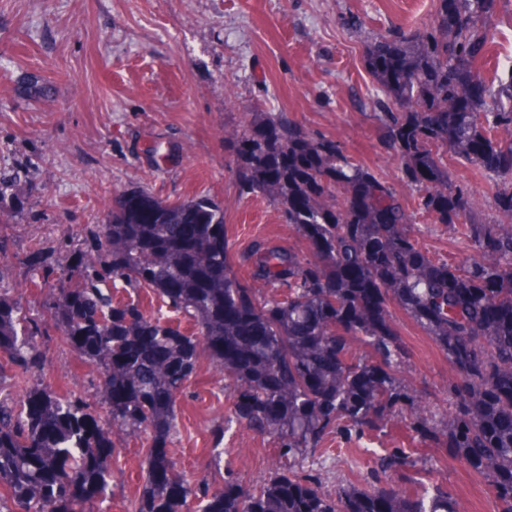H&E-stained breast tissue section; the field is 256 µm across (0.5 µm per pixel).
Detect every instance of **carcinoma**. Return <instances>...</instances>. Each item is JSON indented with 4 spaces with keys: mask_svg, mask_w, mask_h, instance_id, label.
Wrapping results in <instances>:
<instances>
[{
    "mask_svg": "<svg viewBox=\"0 0 512 512\" xmlns=\"http://www.w3.org/2000/svg\"><path fill=\"white\" fill-rule=\"evenodd\" d=\"M495 0H439L425 28L368 48L385 99L372 101L382 144L415 207L333 137L313 136L285 112H258L226 138L241 195L276 206L304 241L252 242L232 271L224 206L207 195L165 202L145 189L115 201L109 223L73 250L75 283L50 315L69 346L97 366L112 429L77 393L38 385L0 399V503L16 512H86L106 496L115 437L144 439L145 477L126 512H456L443 485L423 493L391 482L325 490L304 469L325 438L347 439L397 413L483 475L512 512V73L489 79ZM492 181L501 219L480 218L448 155ZM459 233L471 250L453 265L419 240L416 212ZM149 290L193 322L187 334L162 312L114 300L118 287ZM396 305L457 367L451 407L430 406L404 384V351L389 318ZM38 322L0 293V381L5 367L42 366ZM360 342L357 358L351 344ZM224 370L236 421L272 438L270 476L248 488L232 474L210 491L177 471L168 446L176 401L201 357ZM412 465L403 448L377 457L382 475Z\"/></svg>",
    "mask_w": 512,
    "mask_h": 512,
    "instance_id": "1",
    "label": "carcinoma"
}]
</instances>
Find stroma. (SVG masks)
I'll use <instances>...</instances> for the list:
<instances>
[{
	"instance_id": "1",
	"label": "stroma",
	"mask_w": 512,
	"mask_h": 512,
	"mask_svg": "<svg viewBox=\"0 0 512 512\" xmlns=\"http://www.w3.org/2000/svg\"><path fill=\"white\" fill-rule=\"evenodd\" d=\"M439 0H0V292L20 299L46 334L43 371L9 373L0 398L47 383L81 392L102 411L94 364L56 329L51 283L26 262L39 250L67 279L57 244L79 248L107 223L123 193L147 189L176 202L203 194L224 205L232 256L254 239L302 247L278 210L240 196L224 139L255 112H284L314 135L336 138L398 193L417 194L383 148L370 100L377 84L366 67L369 45L395 29L414 34ZM50 86L35 95L34 84ZM421 243L451 263L467 251L453 231L416 217ZM391 321L408 350L400 368L423 399L441 404L455 372L430 338L398 307ZM224 372L201 359L177 402L169 455L179 471L224 487L233 470L260 485L273 469L272 439L231 422ZM325 487L372 489L371 459L388 448L410 451L409 475L442 480L457 512H500L490 485L450 452L410 433L394 417L383 430L351 441H324ZM136 436L117 440L102 512H126L143 475Z\"/></svg>"
}]
</instances>
